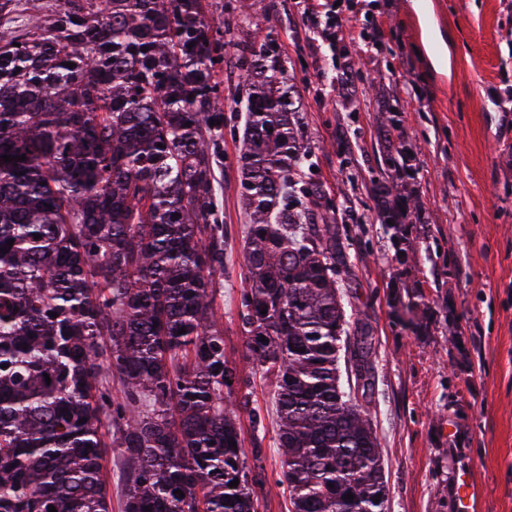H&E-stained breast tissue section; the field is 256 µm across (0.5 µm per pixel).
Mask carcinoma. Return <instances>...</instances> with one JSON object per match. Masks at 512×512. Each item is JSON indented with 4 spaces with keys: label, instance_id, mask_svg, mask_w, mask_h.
I'll list each match as a JSON object with an SVG mask.
<instances>
[{
    "label": "carcinoma",
    "instance_id": "carcinoma-1",
    "mask_svg": "<svg viewBox=\"0 0 512 512\" xmlns=\"http://www.w3.org/2000/svg\"><path fill=\"white\" fill-rule=\"evenodd\" d=\"M204 2L27 0L43 12L28 24L0 0V512H112L108 438L122 512H256L261 449L247 455L240 427L252 391L224 353L226 42ZM287 64L269 35L240 74L246 358L271 382L290 512H385L381 444L341 381L352 362L368 390L369 330L340 293L341 205L312 172ZM396 107L379 101L371 192L407 266L418 202L390 175L409 157ZM399 304L414 322L417 296ZM103 470L107 478V489L112 497V512H121L123 485L119 467L118 449L105 448Z\"/></svg>",
    "mask_w": 512,
    "mask_h": 512
}]
</instances>
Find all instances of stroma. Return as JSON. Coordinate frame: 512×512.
I'll use <instances>...</instances> for the list:
<instances>
[{"mask_svg": "<svg viewBox=\"0 0 512 512\" xmlns=\"http://www.w3.org/2000/svg\"><path fill=\"white\" fill-rule=\"evenodd\" d=\"M206 2L226 41L216 79L229 129L215 172L224 349L251 381L255 413L240 423L269 479L258 512H288L289 499L275 484L270 383L244 359L237 299L246 216L232 128L241 67L268 34L294 69L320 179L347 208L344 301L372 336L363 403L386 462V512H457L464 468L479 512H512V0H248L266 21L262 31L240 20L236 0ZM383 97L403 107L396 139L418 147L421 223L406 282L432 314L425 335L397 321L396 270L371 194Z\"/></svg>", "mask_w": 512, "mask_h": 512, "instance_id": "stroma-1", "label": "stroma"}]
</instances>
